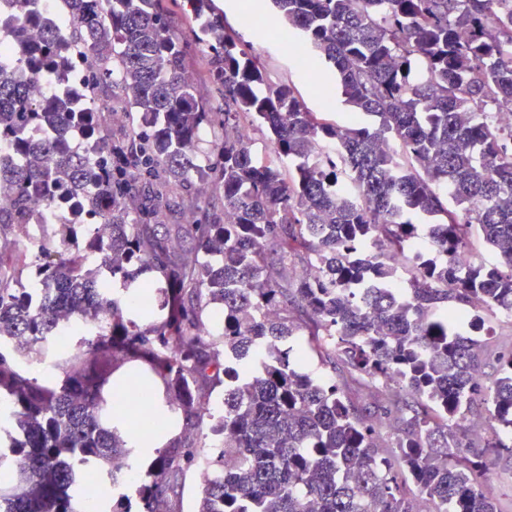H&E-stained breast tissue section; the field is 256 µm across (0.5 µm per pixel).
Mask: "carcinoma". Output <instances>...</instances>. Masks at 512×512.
I'll use <instances>...</instances> for the list:
<instances>
[{
  "label": "carcinoma",
  "mask_w": 512,
  "mask_h": 512,
  "mask_svg": "<svg viewBox=\"0 0 512 512\" xmlns=\"http://www.w3.org/2000/svg\"><path fill=\"white\" fill-rule=\"evenodd\" d=\"M3 1L22 71L0 61L4 512H74L75 453L134 464L138 512H171L203 463L198 512H498L484 484L512 460V341L488 348L470 308L512 311V127L497 122L512 112V0H271L283 48L302 40L307 67L336 71L345 123L271 81L215 0H184L187 35L166 0H65L64 25ZM195 54L219 106L188 80ZM76 66L89 98L120 89L130 131L27 97ZM252 131L278 166L255 160ZM172 184L219 193L224 216L199 206L160 231ZM34 192L77 198L108 236L69 219L20 242ZM422 224L434 254L409 263ZM476 235L496 262L463 270ZM307 336L341 382L308 367ZM132 378L162 394L154 430L180 429L145 468L112 407Z\"/></svg>",
  "instance_id": "cac0c4a2"
}]
</instances>
